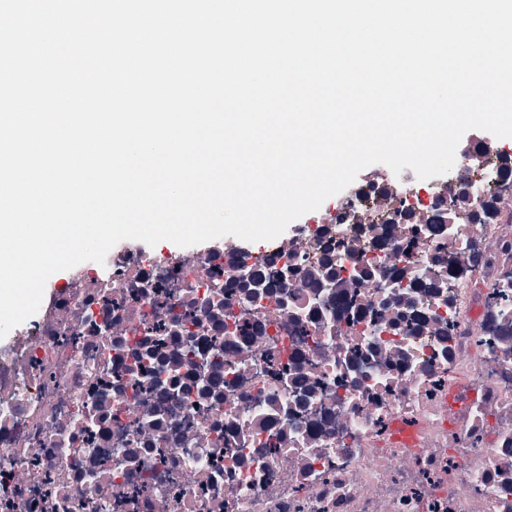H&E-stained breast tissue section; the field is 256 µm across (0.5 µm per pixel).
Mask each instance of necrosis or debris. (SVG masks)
Segmentation results:
<instances>
[{
  "mask_svg": "<svg viewBox=\"0 0 512 512\" xmlns=\"http://www.w3.org/2000/svg\"><path fill=\"white\" fill-rule=\"evenodd\" d=\"M0 512H512V151L76 265L0 347Z\"/></svg>",
  "mask_w": 512,
  "mask_h": 512,
  "instance_id": "4bbe7bcc",
  "label": "necrosis or debris"
}]
</instances>
